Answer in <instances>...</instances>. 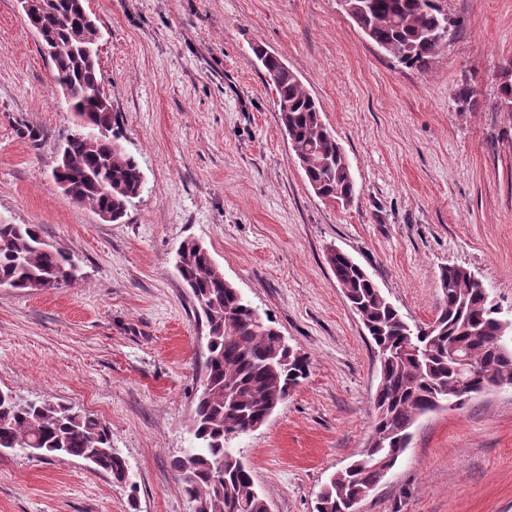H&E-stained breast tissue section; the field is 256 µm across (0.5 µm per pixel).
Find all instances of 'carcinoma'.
Segmentation results:
<instances>
[{
    "label": "carcinoma",
    "mask_w": 512,
    "mask_h": 512,
    "mask_svg": "<svg viewBox=\"0 0 512 512\" xmlns=\"http://www.w3.org/2000/svg\"><path fill=\"white\" fill-rule=\"evenodd\" d=\"M441 0H347L359 28L401 65L423 68L446 46L434 35L452 27ZM85 0H53L37 10L51 47L54 79L67 87L77 129L66 140L68 156L57 179L77 203L124 217L144 190V175L125 148L115 146L116 118L93 96L101 84L98 64L80 47L97 48L98 32L84 20ZM277 92V111L309 185L327 199L355 195L346 152L322 120L316 100L277 57L256 49ZM512 108V59L500 66L498 108ZM327 261L338 287L358 313L376 352L385 355L383 383L373 398L372 448L336 472L318 497L316 512H349L351 501L380 484L407 449L411 428L437 402L460 409L470 388L512 386V320L503 324L480 288L459 269L442 267V289L434 329L411 327L369 273L344 254ZM175 269L190 289L208 328L205 361L188 425L193 444L171 459L179 488L197 512H264L266 497L250 467L230 446L268 421L302 379L309 362L282 348L269 319L236 288L195 239L183 241ZM77 279L66 252L41 238L33 224L0 223V282L17 290L57 288ZM235 398H224V389ZM0 448L25 450L39 459L74 457L91 461L118 483L128 479L125 458L112 448V431L67 403L24 401L0 390Z\"/></svg>",
    "instance_id": "obj_1"
}]
</instances>
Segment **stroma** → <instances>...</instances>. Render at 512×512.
<instances>
[{
    "instance_id": "35a3bbf8",
    "label": "stroma",
    "mask_w": 512,
    "mask_h": 512,
    "mask_svg": "<svg viewBox=\"0 0 512 512\" xmlns=\"http://www.w3.org/2000/svg\"><path fill=\"white\" fill-rule=\"evenodd\" d=\"M98 73L143 193L106 222L52 171L74 130L19 0H0V222L70 253L74 283L0 289V389L63 401L112 430L129 490L77 458L0 455V512H193L170 467L207 327L174 269L199 240L310 371L259 430L235 439L272 512H315L372 433L379 364L326 261L359 263L409 323L441 299V267L473 271L512 317V0H446L448 43L422 70L374 45L337 0H86ZM263 47L297 75L342 144L350 203L315 195L278 119ZM473 91L469 108L454 97ZM362 512H512V388L419 419Z\"/></svg>"
}]
</instances>
